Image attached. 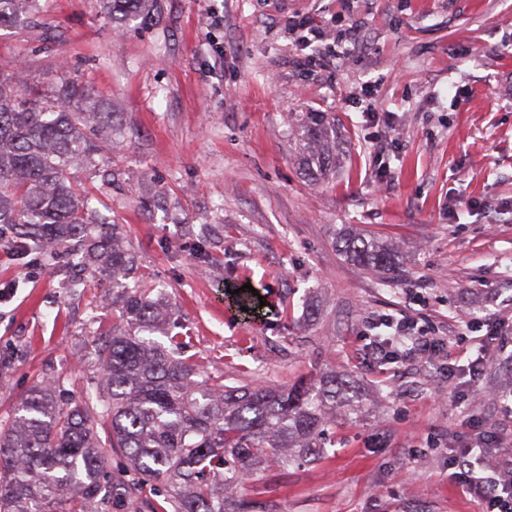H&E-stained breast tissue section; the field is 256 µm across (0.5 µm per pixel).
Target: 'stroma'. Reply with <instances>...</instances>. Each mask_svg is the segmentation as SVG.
Here are the masks:
<instances>
[{"label":"stroma","instance_id":"stroma-1","mask_svg":"<svg viewBox=\"0 0 512 512\" xmlns=\"http://www.w3.org/2000/svg\"><path fill=\"white\" fill-rule=\"evenodd\" d=\"M153 22L100 0H40L0 28V70L49 92L71 76L116 128L76 180L139 256L135 282L174 312L203 378L352 380L325 456L257 471L253 512H475L452 448L468 429L512 449V0H157ZM221 15L212 24L211 15ZM356 28L358 42L304 40ZM328 115L336 170L301 162L298 122ZM353 225L394 245L398 271L342 251ZM0 242V424L41 377L94 387L112 283L80 288ZM251 284L260 315L235 289ZM409 317L449 350L380 371L372 326ZM492 355L477 381L449 373Z\"/></svg>","mask_w":512,"mask_h":512}]
</instances>
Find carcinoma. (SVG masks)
<instances>
[{"mask_svg": "<svg viewBox=\"0 0 512 512\" xmlns=\"http://www.w3.org/2000/svg\"><path fill=\"white\" fill-rule=\"evenodd\" d=\"M39 0H0V26L34 15ZM154 0H102L113 17L147 18ZM85 85L67 79L32 99L17 75H0V239L20 254L52 265L61 250L91 273L112 280L118 322L92 349L95 393L64 402L66 380L42 378L11 421L0 426V512H116L136 508L134 490L161 484L171 512H248L241 481L274 459L283 464L325 454V431L336 423V393L353 389L334 374L292 387H228L197 380L199 366L181 357L171 334L173 311L147 288L124 279L137 269L119 225L92 206L71 181L96 162L112 136V113L89 104ZM309 167H336V138L323 117L302 130ZM344 253L387 273L394 250L343 228ZM239 306L261 313L248 289ZM126 459L115 473L102 452Z\"/></svg>", "mask_w": 512, "mask_h": 512, "instance_id": "obj_1", "label": "carcinoma"}]
</instances>
